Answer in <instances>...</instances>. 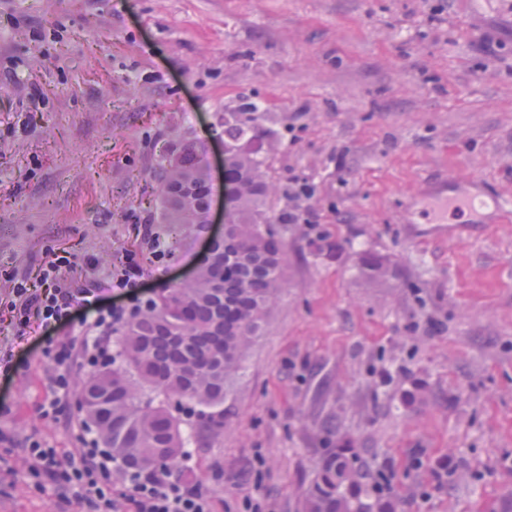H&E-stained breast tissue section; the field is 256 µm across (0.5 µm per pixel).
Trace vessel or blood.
<instances>
[{
	"instance_id": "vessel-or-blood-1",
	"label": "vessel or blood",
	"mask_w": 512,
	"mask_h": 512,
	"mask_svg": "<svg viewBox=\"0 0 512 512\" xmlns=\"http://www.w3.org/2000/svg\"><path fill=\"white\" fill-rule=\"evenodd\" d=\"M433 197L442 203L435 221L447 225L448 235L452 238L460 235L465 223H487L503 211L499 196L489 192L484 183L475 178L445 177Z\"/></svg>"
}]
</instances>
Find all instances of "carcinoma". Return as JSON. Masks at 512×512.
<instances>
[{
  "instance_id": "obj_1",
  "label": "carcinoma",
  "mask_w": 512,
  "mask_h": 512,
  "mask_svg": "<svg viewBox=\"0 0 512 512\" xmlns=\"http://www.w3.org/2000/svg\"><path fill=\"white\" fill-rule=\"evenodd\" d=\"M224 147L231 151L229 180L235 223L194 278L168 288L138 309L116 331L112 365L84 382L83 410L102 447L138 472L173 462L202 437L212 443L224 425V401L243 369L281 288L284 242L277 224L288 216L266 210L271 190L264 144L270 137L265 113L254 103L226 112ZM185 166L204 163L194 145L180 144ZM170 178L163 201L172 222L203 224L202 190L178 187ZM184 408L187 422L173 413ZM353 449L330 448L321 457L317 479L305 492L308 512H351L370 470L356 471Z\"/></svg>"
}]
</instances>
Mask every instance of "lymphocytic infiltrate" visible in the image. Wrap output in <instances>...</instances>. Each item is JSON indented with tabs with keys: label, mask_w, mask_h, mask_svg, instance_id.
I'll return each mask as SVG.
<instances>
[{
	"label": "lymphocytic infiltrate",
	"mask_w": 512,
	"mask_h": 512,
	"mask_svg": "<svg viewBox=\"0 0 512 512\" xmlns=\"http://www.w3.org/2000/svg\"><path fill=\"white\" fill-rule=\"evenodd\" d=\"M70 257L59 256L42 268L38 286L19 284L15 289L14 327L17 337L30 329L49 330L71 322L82 314L81 332L48 350L52 363L51 395L42 417H57L70 395L68 374L73 363L90 354H104L112 348V330L125 317V310L115 306L103 309V290L119 288L131 302H138L146 271L136 258H128L111 270L105 281H90L80 288L60 284L61 268L69 266ZM27 470L33 475L53 478L60 501H77L87 512H211L208 490L182 470L162 469L124 476L121 493H113L112 476L116 469L111 458L102 454L95 440L82 439L80 447L58 457L55 449L38 439L27 441Z\"/></svg>",
	"instance_id": "1"
}]
</instances>
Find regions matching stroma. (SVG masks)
Listing matches in <instances>:
<instances>
[{
	"label": "stroma",
	"instance_id": "obj_1",
	"mask_svg": "<svg viewBox=\"0 0 512 512\" xmlns=\"http://www.w3.org/2000/svg\"><path fill=\"white\" fill-rule=\"evenodd\" d=\"M248 100L274 132L268 207L317 223L281 225L285 283L219 443L177 466L212 512H302L323 449L348 440L393 474L400 512H512V0H0V512H83L28 475L25 441L79 447L95 370L70 371L72 426L41 418L47 339L80 326L17 343L15 285L62 250L69 286L135 252L145 297L190 276L223 202L205 228L163 223L159 155L194 143L221 181L216 121ZM450 174L506 211L449 239L421 212ZM147 216L159 263L140 251ZM443 456L464 472L441 485Z\"/></svg>",
	"mask_w": 512,
	"mask_h": 512
}]
</instances>
